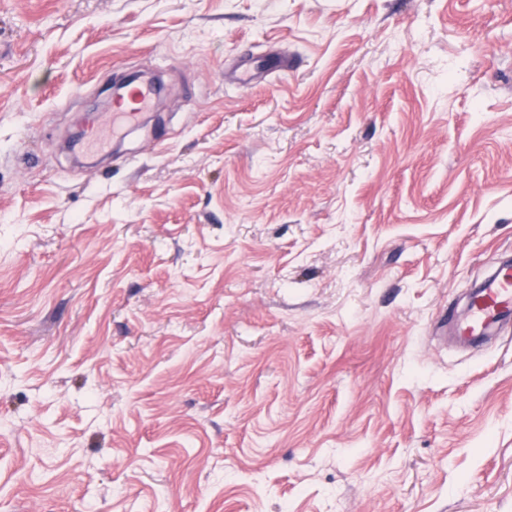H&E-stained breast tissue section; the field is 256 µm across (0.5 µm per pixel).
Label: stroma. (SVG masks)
<instances>
[{
    "mask_svg": "<svg viewBox=\"0 0 512 512\" xmlns=\"http://www.w3.org/2000/svg\"><path fill=\"white\" fill-rule=\"evenodd\" d=\"M505 260L512 0H0V512H512ZM157 95L156 88L147 83H139L132 86L127 92L128 105L125 107H119L112 112L111 117L105 118L100 126L106 127L112 121V135L117 132L121 127L128 126L134 123L140 114V112L149 111L155 101ZM512 320V264L498 266L471 295L467 311L461 317L450 313L444 324L453 325L454 334L465 341L492 336L495 328Z\"/></svg>",
    "mask_w": 512,
    "mask_h": 512,
    "instance_id": "stroma-1",
    "label": "stroma"
}]
</instances>
